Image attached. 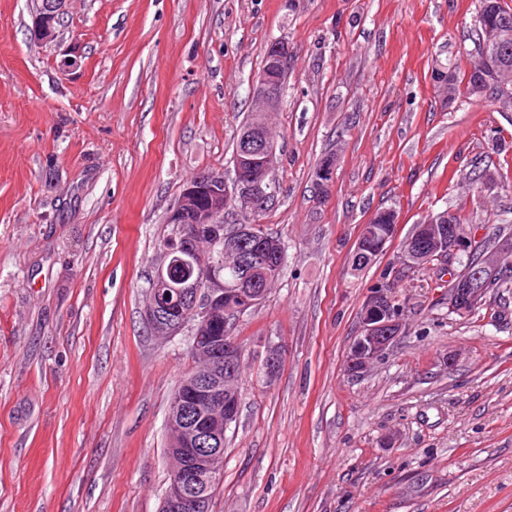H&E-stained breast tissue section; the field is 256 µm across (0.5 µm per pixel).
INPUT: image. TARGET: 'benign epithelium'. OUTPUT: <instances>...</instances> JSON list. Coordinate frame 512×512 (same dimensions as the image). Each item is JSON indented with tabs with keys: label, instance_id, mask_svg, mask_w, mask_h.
<instances>
[{
	"label": "benign epithelium",
	"instance_id": "1",
	"mask_svg": "<svg viewBox=\"0 0 512 512\" xmlns=\"http://www.w3.org/2000/svg\"><path fill=\"white\" fill-rule=\"evenodd\" d=\"M65 0H42L35 16L34 32L42 40L54 37L55 30L43 26L46 18L58 19L64 12ZM508 34L505 28L492 23L481 25L480 39L483 52L469 69H477L483 80L470 86L471 93L480 96L491 84L498 92L499 102L512 108V62L500 54ZM292 48L285 40L272 42L267 51L266 64L253 85L252 98L257 112H276L282 103V88ZM237 176L227 183L224 176L212 174L197 182L188 183L180 203L171 209L165 223L178 227V236L165 246L163 259L150 278L149 301L144 319L158 335L174 336L188 327L193 336V353L211 362L210 370L193 372L185 400L175 404L174 428L180 435L183 448L179 453L184 464L171 474L163 497L164 512H200L203 501L198 485L202 477L215 480L222 473L224 432L237 417L236 403L225 397V381L234 377L241 361L242 351L224 343V338L208 334L210 326L220 317L229 321L259 305L265 292L260 288L242 285L235 294L224 288V280L215 273L208 256L197 249L203 241L217 255V262L235 264L240 268L257 263L267 264L266 254L247 247L258 235L259 225L253 218L262 213L265 203L276 194L273 173L276 170V146L269 137L247 131L235 152ZM336 159H329L317 171L319 198L329 196L335 181ZM206 191L210 206L197 209L198 197ZM242 217L236 227L235 241L227 242L229 231L224 224L227 206ZM454 214L441 211L430 214L419 224L411 242L406 263L391 271L395 280L409 276L413 270L431 259L453 268L460 255L474 249V238L467 236L461 225L454 223ZM504 252L498 248L483 253L475 264L461 272L457 280L458 292L448 299L449 309L465 313L468 307L485 293L487 275L500 268ZM177 282L176 290L185 302L180 317L168 314L160 298L161 289ZM361 318L360 334L350 348L346 371L359 375L367 371L371 362L381 355L404 332L400 310L385 287L373 288L366 296Z\"/></svg>",
	"mask_w": 512,
	"mask_h": 512
}]
</instances>
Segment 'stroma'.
I'll return each instance as SVG.
<instances>
[{
  "mask_svg": "<svg viewBox=\"0 0 512 512\" xmlns=\"http://www.w3.org/2000/svg\"><path fill=\"white\" fill-rule=\"evenodd\" d=\"M478 6L66 0L45 42L34 0H0V512H159L169 404L194 362L190 330L146 329L148 279L184 185L232 180L279 39L293 49L272 118L279 188L260 222L285 259L233 329L240 407L213 512H512V295L458 316L433 269L390 274L431 213L512 238V109L491 93L445 104L433 79L475 56ZM482 170L493 188H472ZM390 208L394 241L354 271L361 225ZM377 285L405 331L353 376Z\"/></svg>",
  "mask_w": 512,
  "mask_h": 512,
  "instance_id": "obj_1",
  "label": "stroma"
}]
</instances>
